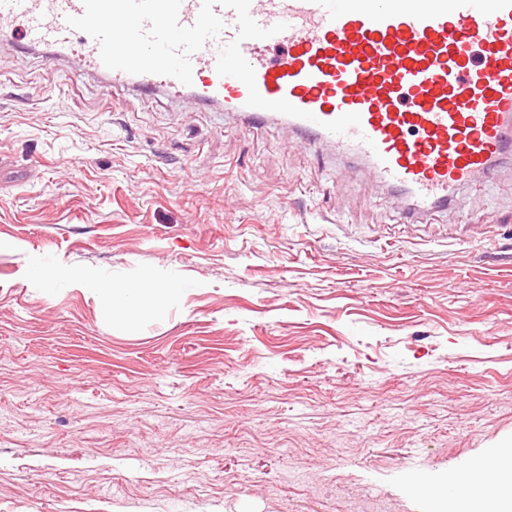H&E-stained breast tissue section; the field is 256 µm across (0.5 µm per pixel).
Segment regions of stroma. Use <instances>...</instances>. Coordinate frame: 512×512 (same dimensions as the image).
<instances>
[{"instance_id": "35a3bbf8", "label": "stroma", "mask_w": 512, "mask_h": 512, "mask_svg": "<svg viewBox=\"0 0 512 512\" xmlns=\"http://www.w3.org/2000/svg\"><path fill=\"white\" fill-rule=\"evenodd\" d=\"M0 43V512H428L512 440V154L414 216L362 161ZM189 289L105 322L34 257Z\"/></svg>"}]
</instances>
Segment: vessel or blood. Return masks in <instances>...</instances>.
I'll use <instances>...</instances> for the list:
<instances>
[{
	"mask_svg": "<svg viewBox=\"0 0 512 512\" xmlns=\"http://www.w3.org/2000/svg\"><path fill=\"white\" fill-rule=\"evenodd\" d=\"M214 11L225 28L191 55L188 86L107 71L98 42L66 22L83 14L82 0H0V38L45 48L52 62L81 55L113 80L214 104L248 124H285L367 163L417 213L447 210L453 189L493 176L512 143V0H251L258 25L285 26L241 44L257 89L312 113L309 121L247 106L246 86L217 73L237 28L234 10ZM346 113L359 114V126L326 130Z\"/></svg>",
	"mask_w": 512,
	"mask_h": 512,
	"instance_id": "b4317fda",
	"label": "vessel or blood"
}]
</instances>
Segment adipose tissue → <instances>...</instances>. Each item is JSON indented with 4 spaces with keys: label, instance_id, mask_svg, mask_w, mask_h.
<instances>
[{
    "label": "adipose tissue",
    "instance_id": "ef3b65f1",
    "mask_svg": "<svg viewBox=\"0 0 512 512\" xmlns=\"http://www.w3.org/2000/svg\"><path fill=\"white\" fill-rule=\"evenodd\" d=\"M28 276L43 288H82L92 292L101 303L100 316L106 322L121 319L135 327L144 314L164 316L169 298L182 295L187 288L179 277L172 276L163 285L150 287L141 283L115 284L102 278L95 270H74L71 267L42 258L28 268ZM462 483L473 488L464 512H512V446L492 449L474 468L444 477L424 476L410 484L412 492L428 490L432 512H456L449 499V486Z\"/></svg>",
    "mask_w": 512,
    "mask_h": 512
}]
</instances>
